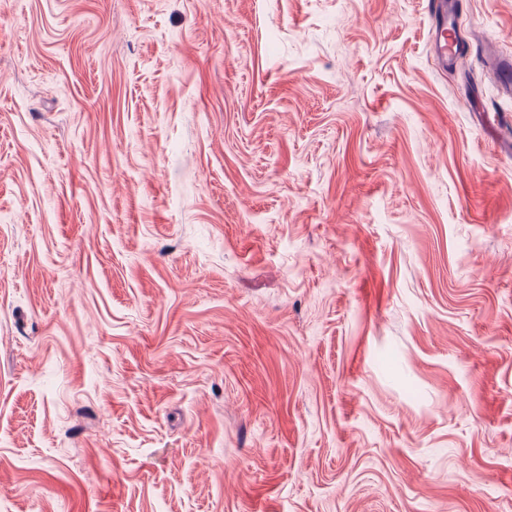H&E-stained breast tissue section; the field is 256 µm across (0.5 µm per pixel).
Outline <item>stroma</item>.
I'll list each match as a JSON object with an SVG mask.
<instances>
[{
    "mask_svg": "<svg viewBox=\"0 0 512 512\" xmlns=\"http://www.w3.org/2000/svg\"><path fill=\"white\" fill-rule=\"evenodd\" d=\"M0 0V512H512V0ZM456 7L455 0H426V11L431 20L432 49L445 69L466 49L454 30L458 25L454 14Z\"/></svg>",
    "mask_w": 512,
    "mask_h": 512,
    "instance_id": "obj_1",
    "label": "stroma"
}]
</instances>
